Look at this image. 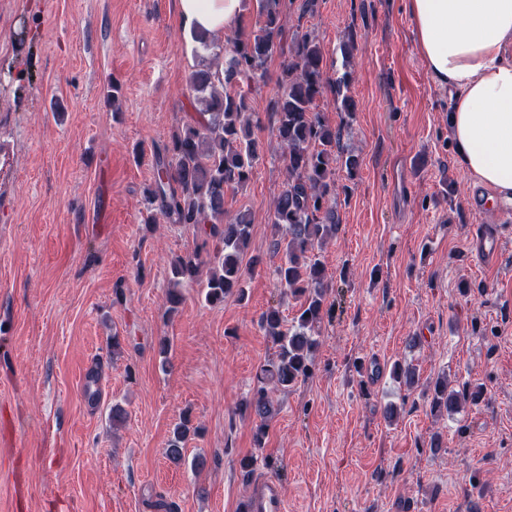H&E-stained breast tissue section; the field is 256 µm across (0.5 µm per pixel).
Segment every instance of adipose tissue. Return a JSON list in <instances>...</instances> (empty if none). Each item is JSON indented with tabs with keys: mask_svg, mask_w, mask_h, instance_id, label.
<instances>
[{
	"mask_svg": "<svg viewBox=\"0 0 512 512\" xmlns=\"http://www.w3.org/2000/svg\"><path fill=\"white\" fill-rule=\"evenodd\" d=\"M419 53L453 91L448 121L458 157L495 201L512 204V0H404ZM188 32L235 26L242 0H175Z\"/></svg>",
	"mask_w": 512,
	"mask_h": 512,
	"instance_id": "1",
	"label": "adipose tissue"
}]
</instances>
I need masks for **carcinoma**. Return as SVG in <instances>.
<instances>
[{
	"mask_svg": "<svg viewBox=\"0 0 512 512\" xmlns=\"http://www.w3.org/2000/svg\"><path fill=\"white\" fill-rule=\"evenodd\" d=\"M284 36L280 0H258L255 30L244 39L227 41L224 54H215L211 64L190 74L189 90L201 108L172 135L165 152L155 155L148 203L167 221L194 227L203 236V245L214 243L204 260L195 252L172 261L168 280L172 314L178 311L181 288L187 282L198 283L211 305L224 302L230 294L245 298L243 260L252 233L251 213H230L224 196L250 181L263 154L255 134L258 123L252 119L243 86L263 77L267 62L282 51ZM289 53L291 59L279 80L281 92L273 102L286 175L284 189L270 206V253L280 257L272 271L280 297H295L302 304L288 327L275 306L261 318V327L274 339L277 352L260 369L261 386L244 401V409L257 420L256 448L265 447L268 421L277 414L273 394L287 392L310 372L319 329L329 313L320 251L338 225L334 175L340 165L352 178L360 166L358 156L344 149L343 128L330 125L315 111L328 89L336 95L337 110H355L348 63L330 83L323 51L314 38L302 36ZM390 376L409 388L418 380L416 368L401 360L391 364ZM482 396V386L455 390L444 376L433 384L430 405L433 412L452 417ZM192 433H199V428L185 415L168 442L169 460L183 461L184 443Z\"/></svg>",
	"mask_w": 512,
	"mask_h": 512,
	"instance_id": "1",
	"label": "carcinoma"
}]
</instances>
